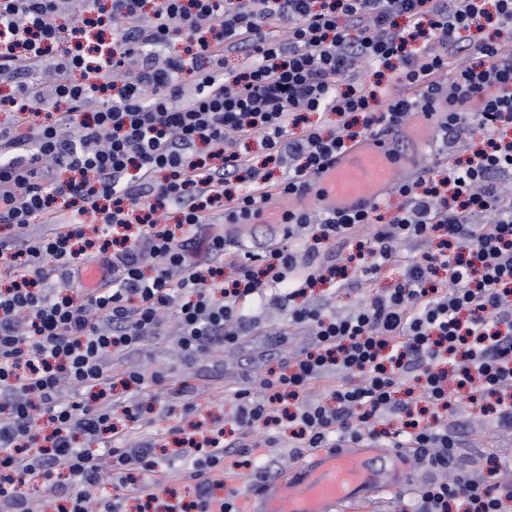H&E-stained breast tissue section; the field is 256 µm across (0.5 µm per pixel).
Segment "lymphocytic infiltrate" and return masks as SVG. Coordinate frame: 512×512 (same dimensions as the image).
I'll list each match as a JSON object with an SVG mask.
<instances>
[{
	"instance_id": "lymphocytic-infiltrate-1",
	"label": "lymphocytic infiltrate",
	"mask_w": 512,
	"mask_h": 512,
	"mask_svg": "<svg viewBox=\"0 0 512 512\" xmlns=\"http://www.w3.org/2000/svg\"><path fill=\"white\" fill-rule=\"evenodd\" d=\"M490 20L511 26L512 0H0V76L19 79L0 97L11 116L0 123V265L12 275L0 290V512H42L28 486L66 512H124L130 500L137 512H239L225 460L269 481L286 423L296 457L366 440L411 449L431 472L411 512H512V465L466 474L447 421L423 420L489 398L512 427V42L466 37ZM50 60L47 111L38 78ZM381 69L397 70L398 88L365 81ZM416 111L442 113L440 153L475 134L481 149L396 183L403 204L388 224L374 205L299 203L278 240L241 250L225 275L231 237L202 233L213 209L249 224L270 195L299 201L338 156L396 135ZM325 112L339 117L331 132L301 127ZM252 140L285 164L279 181L252 169ZM363 224L374 231L359 241ZM338 242L356 254L322 260ZM91 262L103 273L92 289L80 279ZM399 262L401 279L348 313L292 304L315 283L362 286ZM274 289L312 344L259 392L236 391L232 431L197 419L187 382L166 395L183 418L167 433L134 442L113 425L118 406L151 422L162 373L130 362L146 341L174 334L196 362L238 344L241 301ZM183 432L175 470L159 449ZM104 481L113 496H95ZM174 481L189 500L168 502Z\"/></svg>"
}]
</instances>
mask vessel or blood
Masks as SVG:
<instances>
[{
	"label": "vessel or blood",
	"instance_id": "vessel-or-blood-1",
	"mask_svg": "<svg viewBox=\"0 0 512 512\" xmlns=\"http://www.w3.org/2000/svg\"><path fill=\"white\" fill-rule=\"evenodd\" d=\"M402 133L417 154L433 150L436 126L431 114L413 113ZM408 165L383 139L362 140L318 176L316 205L330 213L373 205ZM406 457V451L371 442L345 443L312 451L296 468L281 472L261 488L243 484L239 490L242 497L253 500L251 512H346L377 490H400Z\"/></svg>",
	"mask_w": 512,
	"mask_h": 512
}]
</instances>
